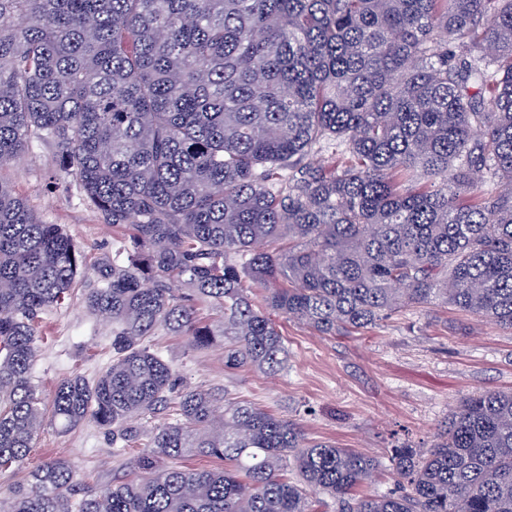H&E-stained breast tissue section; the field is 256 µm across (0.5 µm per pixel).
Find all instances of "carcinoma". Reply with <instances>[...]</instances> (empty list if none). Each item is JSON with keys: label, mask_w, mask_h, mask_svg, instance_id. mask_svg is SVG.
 <instances>
[{"label": "carcinoma", "mask_w": 512, "mask_h": 512, "mask_svg": "<svg viewBox=\"0 0 512 512\" xmlns=\"http://www.w3.org/2000/svg\"><path fill=\"white\" fill-rule=\"evenodd\" d=\"M35 142L124 229L85 293L112 364L41 408L38 323L85 255L0 180V472L48 416L93 420L137 475L82 495L52 459L0 512H312L313 490L341 512H512V392L393 449L396 494H355L370 455L199 389L133 424L176 384L160 327L268 374L276 316L331 335L441 304L512 330V0H0V170ZM190 455L224 467L168 465Z\"/></svg>", "instance_id": "carcinoma-1"}]
</instances>
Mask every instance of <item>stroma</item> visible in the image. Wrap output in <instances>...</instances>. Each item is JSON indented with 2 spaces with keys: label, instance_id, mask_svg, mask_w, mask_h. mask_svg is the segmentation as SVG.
<instances>
[{
  "label": "stroma",
  "instance_id": "stroma-1",
  "mask_svg": "<svg viewBox=\"0 0 512 512\" xmlns=\"http://www.w3.org/2000/svg\"><path fill=\"white\" fill-rule=\"evenodd\" d=\"M54 150L38 144L0 179L10 183L46 223L59 224L86 256L73 298L41 318L33 381L43 403L57 382L77 374L94 379L112 361V326L84 303L95 267L119 247L122 233L101 221L74 178L54 172ZM276 323L286 361L274 376L228 370L224 347L188 350L183 337L159 329L148 343L171 360L184 386L227 394L298 423L306 441L357 448L378 462L370 491L397 488L391 448L430 447L440 426L467 396L512 392V330L447 306L407 308L376 327L321 335L287 318ZM62 457L77 469L81 488L96 490L133 477L131 459L112 450V437L88 420L70 432L44 424L24 469L0 474V486L25 479L43 461Z\"/></svg>",
  "mask_w": 512,
  "mask_h": 512
}]
</instances>
